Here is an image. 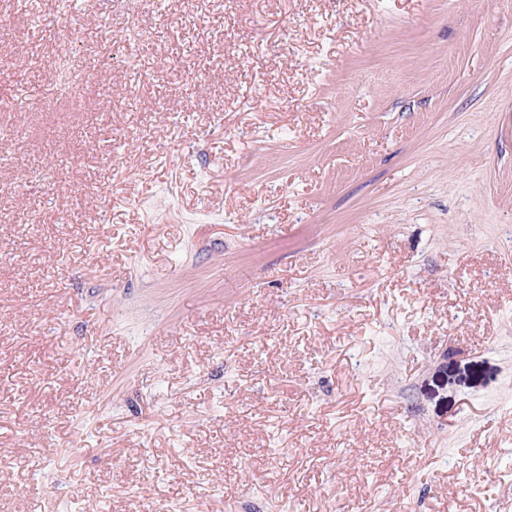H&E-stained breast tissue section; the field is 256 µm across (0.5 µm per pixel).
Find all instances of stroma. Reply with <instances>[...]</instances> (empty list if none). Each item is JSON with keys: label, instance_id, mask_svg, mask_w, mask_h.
Segmentation results:
<instances>
[{"label": "stroma", "instance_id": "stroma-1", "mask_svg": "<svg viewBox=\"0 0 512 512\" xmlns=\"http://www.w3.org/2000/svg\"><path fill=\"white\" fill-rule=\"evenodd\" d=\"M0 59V512H512V0H0Z\"/></svg>", "mask_w": 512, "mask_h": 512}]
</instances>
